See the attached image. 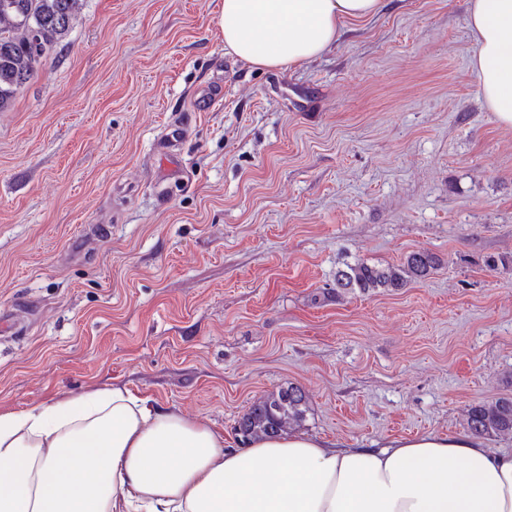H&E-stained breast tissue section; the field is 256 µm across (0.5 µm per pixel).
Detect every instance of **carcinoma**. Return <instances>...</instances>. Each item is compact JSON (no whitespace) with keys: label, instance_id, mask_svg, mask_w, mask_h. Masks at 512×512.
I'll use <instances>...</instances> for the list:
<instances>
[{"label":"carcinoma","instance_id":"obj_1","mask_svg":"<svg viewBox=\"0 0 512 512\" xmlns=\"http://www.w3.org/2000/svg\"><path fill=\"white\" fill-rule=\"evenodd\" d=\"M80 0H0V110L8 105L15 90L29 82L37 65L69 31ZM440 259L429 251H413L398 265H375L357 261L336 273V287L363 293L394 291L427 278ZM306 395L297 386L273 391L237 421L242 442L278 434L302 422ZM467 430L477 436H512V398L472 407Z\"/></svg>","mask_w":512,"mask_h":512}]
</instances>
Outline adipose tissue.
Returning a JSON list of instances; mask_svg holds the SVG:
<instances>
[{"label": "adipose tissue", "mask_w": 512, "mask_h": 512, "mask_svg": "<svg viewBox=\"0 0 512 512\" xmlns=\"http://www.w3.org/2000/svg\"><path fill=\"white\" fill-rule=\"evenodd\" d=\"M384 0H224V47L257 70L297 66ZM480 94L512 127V0H470ZM0 512H512V453L474 435L378 449L304 433L224 437L112 385L0 408Z\"/></svg>", "instance_id": "1"}]
</instances>
